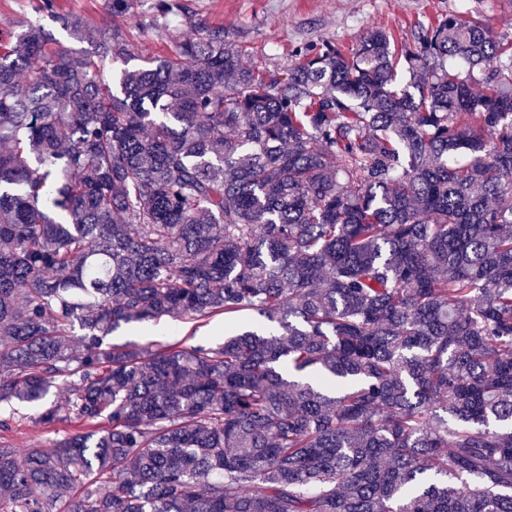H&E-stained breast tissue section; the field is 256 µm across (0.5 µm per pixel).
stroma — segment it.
Segmentation results:
<instances>
[{"label":"stroma","mask_w":512,"mask_h":512,"mask_svg":"<svg viewBox=\"0 0 512 512\" xmlns=\"http://www.w3.org/2000/svg\"><path fill=\"white\" fill-rule=\"evenodd\" d=\"M173 9L160 14L158 0H128L121 16L134 54L159 57L171 53L199 25L220 27L226 40L243 50L245 65L260 70L291 64L298 51L328 41L348 49L374 27L389 30L396 40L410 42L415 26L429 24L461 8L477 12L494 30L512 21V0H171ZM41 0H0V29L36 21L51 30L65 48L79 52L83 43L71 39L59 24L40 11ZM234 322L217 315L191 322L165 317L119 328L111 342L156 345L176 341L196 346L223 341ZM79 424L38 423L35 413L15 410L9 432L1 435L17 448H50L80 432Z\"/></svg>","instance_id":"obj_1"}]
</instances>
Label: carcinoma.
I'll list each match as a JSON object with an SVG mask.
<instances>
[{
	"label": "carcinoma",
	"mask_w": 512,
	"mask_h": 512,
	"mask_svg": "<svg viewBox=\"0 0 512 512\" xmlns=\"http://www.w3.org/2000/svg\"><path fill=\"white\" fill-rule=\"evenodd\" d=\"M128 46L0 31V402L92 427L1 441L0 512H512V31L260 71L204 27L116 93ZM238 321L224 320V315H217L209 321L188 322L176 317H164L159 321L144 322L122 326L108 340L114 343L133 342L139 345H152L182 341L185 345H201L222 342L224 334L233 330ZM161 325L159 331L154 327ZM226 331V333H224Z\"/></svg>",
	"instance_id": "carcinoma-1"
}]
</instances>
